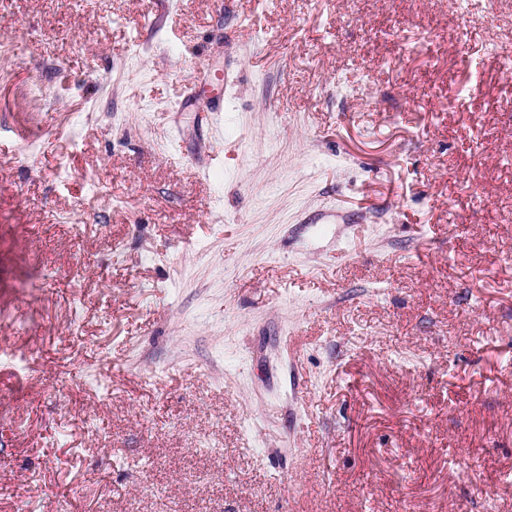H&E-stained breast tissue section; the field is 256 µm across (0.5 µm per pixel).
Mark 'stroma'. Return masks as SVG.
I'll return each instance as SVG.
<instances>
[{
  "mask_svg": "<svg viewBox=\"0 0 512 512\" xmlns=\"http://www.w3.org/2000/svg\"><path fill=\"white\" fill-rule=\"evenodd\" d=\"M509 45L512 0H0V512H512ZM213 76V71L209 69L196 70V77L194 82L188 87L186 94L182 98L177 112H223L224 110V94L211 97L205 103L203 109H199L197 101L199 99L198 86H203L210 82Z\"/></svg>",
  "mask_w": 512,
  "mask_h": 512,
  "instance_id": "obj_1",
  "label": "stroma"
}]
</instances>
